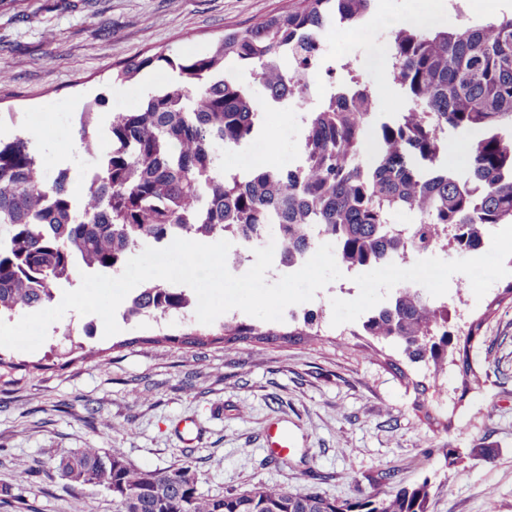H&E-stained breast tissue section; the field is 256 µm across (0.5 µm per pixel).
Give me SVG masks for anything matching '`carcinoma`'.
Listing matches in <instances>:
<instances>
[{
  "label": "carcinoma",
  "instance_id": "carcinoma-1",
  "mask_svg": "<svg viewBox=\"0 0 512 512\" xmlns=\"http://www.w3.org/2000/svg\"><path fill=\"white\" fill-rule=\"evenodd\" d=\"M374 0H292L288 11L247 27L228 28L210 53L188 64L164 52L129 62L127 80L155 62L183 78L159 88L108 127L111 149L81 125L86 153L99 165L75 199L62 181L47 183L35 136L0 140V319L50 303L76 261L118 272L140 244L183 231L205 237L231 231L245 240L274 224L291 265L317 239L336 243L350 270H365L405 249L423 252L448 231L456 251L482 247L480 228L512 224V16L467 22L455 29L406 28L395 33L390 71L405 108L382 119L371 111L376 90L355 71L306 119L299 173L286 178L270 166L246 174L218 169L214 146L239 149L255 141L258 112L249 89L224 75V62L252 68L273 100L290 91L300 52L327 24L357 25ZM290 57L293 67L281 68ZM483 131L467 147L468 172L442 161L448 129ZM396 212L418 220L407 234L391 223ZM185 295L155 286L139 305L155 323L179 308ZM392 305L362 323L365 333L396 341L411 363L428 362L432 381L448 366V352L427 345L424 332L448 342L451 332L417 290L398 292ZM262 336L253 325L226 322L219 336ZM78 488L99 485L112 494L113 512H428V481L383 498L337 501L318 492L295 496L261 484L209 496L199 491L191 463L167 471L131 466L119 448H80L58 463Z\"/></svg>",
  "mask_w": 512,
  "mask_h": 512
}]
</instances>
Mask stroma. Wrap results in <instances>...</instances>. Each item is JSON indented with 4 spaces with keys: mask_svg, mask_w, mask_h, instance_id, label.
<instances>
[{
    "mask_svg": "<svg viewBox=\"0 0 512 512\" xmlns=\"http://www.w3.org/2000/svg\"><path fill=\"white\" fill-rule=\"evenodd\" d=\"M449 1L374 0L368 37L332 26L323 34L377 90L381 111L397 112L403 101L389 79L393 28L441 14L456 27L471 7L483 22L512 14V0H453V10ZM287 8L288 0H0V71L10 77L0 84V115L15 113L22 133L32 114L51 118L49 134L38 141L40 162L51 179L70 169L67 188L80 196L98 160L62 154L81 137L79 114L104 95L92 129L105 133L113 113L145 99L144 77L158 88L177 80L162 62L119 80L125 61L160 51L188 61L215 48L225 29ZM226 73L249 86L260 111L258 162L297 155L299 116L268 113V92L250 70L231 66ZM509 233L512 224L495 226L470 256L426 252L404 265L391 260L345 272L305 304L327 319L312 342L189 347L175 341L187 330L176 319L158 324L120 313V331L108 337L99 316L67 312L36 351L0 350L16 364L0 370V492L11 493L0 512H112L108 492L73 488L61 478L59 459L80 448H119L131 465L149 470L192 462L208 495L269 484L345 501L426 480L428 512H512V299H497L512 283V253L500 244ZM459 271L469 286L467 317L484 324L468 344L475 381L465 385L451 375V399L440 406L413 386L424 375L421 366L406 364V377L396 375L390 363L401 357L398 346L366 336L362 323L403 280L427 299L453 301ZM280 416L298 432L301 450L273 465L261 454V434ZM185 417L208 429L198 447H183L174 433ZM452 448L460 454L453 465ZM21 464L30 472L23 487L15 481Z\"/></svg>",
    "mask_w": 512,
    "mask_h": 512,
    "instance_id": "obj_1",
    "label": "stroma"
}]
</instances>
